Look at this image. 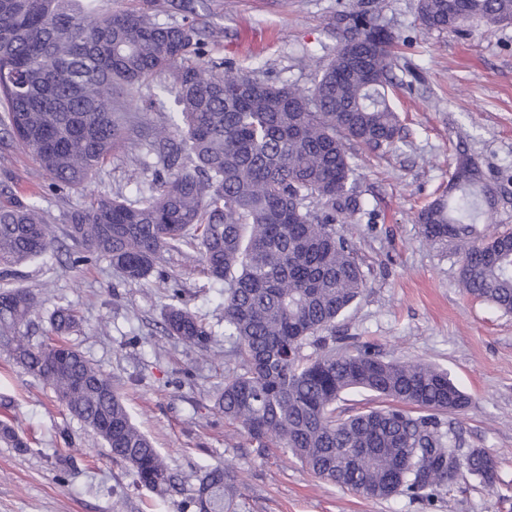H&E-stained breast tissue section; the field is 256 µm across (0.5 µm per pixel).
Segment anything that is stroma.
Instances as JSON below:
<instances>
[{
  "label": "stroma",
  "instance_id": "35a3bbf8",
  "mask_svg": "<svg viewBox=\"0 0 512 512\" xmlns=\"http://www.w3.org/2000/svg\"><path fill=\"white\" fill-rule=\"evenodd\" d=\"M100 0L103 10L151 15L168 24L209 27L211 56L277 84L310 86L337 43L336 17L372 0ZM398 35L391 103L403 140L393 152L352 145L365 211L340 230L359 249L368 287L336 321V334L369 342L386 356L446 369L472 399L451 415L466 447L495 456L498 480L465 473L434 503L398 496L362 498L314 477L292 457H257L230 434L212 395L236 369L224 332V286L195 256L169 252L159 273L128 283L107 260L73 265L59 238L45 258L19 267L12 286L40 301L32 343L51 342L48 318L70 307L81 318L70 343L118 385L134 423L177 472L226 464L238 484L235 512H512V314L459 286L455 250L429 245L418 211L448 189L449 156L465 150L496 191L495 231L512 230V24L475 19L465 30L425 32L418 0H379ZM137 150L126 144L99 171L94 190L131 197ZM61 218L85 193L47 191L31 156L0 137V182ZM181 289L192 314L215 331L208 353L166 334L164 306ZM18 428L21 452L0 444V512H183L189 489L158 496L113 461L102 439L72 418L42 380L0 348V422Z\"/></svg>",
  "mask_w": 512,
  "mask_h": 512
}]
</instances>
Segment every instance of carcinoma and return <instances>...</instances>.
<instances>
[{
    "label": "carcinoma",
    "instance_id": "carcinoma-1",
    "mask_svg": "<svg viewBox=\"0 0 512 512\" xmlns=\"http://www.w3.org/2000/svg\"><path fill=\"white\" fill-rule=\"evenodd\" d=\"M512 23V0H418L425 31L473 20ZM339 39L309 87L276 85L209 56L194 24L98 11L85 0H0V128L27 149L57 194L89 189L128 139L133 92L165 70L174 94L167 122L139 131L136 147L156 157L151 182L131 200L91 193L66 216L74 262L108 260L127 282L147 279L163 254L190 249L208 277L224 283V337L237 370L217 389L215 408L257 456L292 454L312 474L367 499L408 496L433 503L456 466L492 486L494 458L463 450L440 415L471 398L448 371L388 358L369 345H336V320L367 288L356 245L336 222L363 210L348 146L390 150L401 139L388 100L398 59L380 10L337 17ZM479 169L448 186L417 217L434 245L452 243L460 281L472 297L512 313V233L493 223ZM56 236L41 196L0 206V275L46 256ZM37 301L0 289V346L41 378L68 413L131 467L140 487L160 495L194 482L195 512H230L236 488L222 465L179 475L133 423L112 378L72 345L35 346ZM50 331L78 317L59 307ZM165 332L206 351L215 331L190 313L180 289L164 306ZM307 346L313 353L303 354ZM388 401L355 414L343 395ZM0 443L25 448L0 423Z\"/></svg>",
    "mask_w": 512,
    "mask_h": 512
}]
</instances>
